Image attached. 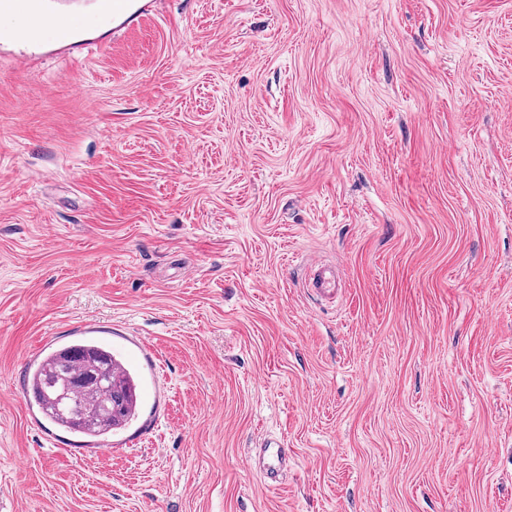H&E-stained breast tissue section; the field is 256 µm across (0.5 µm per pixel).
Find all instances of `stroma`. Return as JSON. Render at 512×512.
<instances>
[{"label": "stroma", "mask_w": 512, "mask_h": 512, "mask_svg": "<svg viewBox=\"0 0 512 512\" xmlns=\"http://www.w3.org/2000/svg\"><path fill=\"white\" fill-rule=\"evenodd\" d=\"M48 5L79 48L0 37V512H512V0ZM85 317L147 398L102 457L26 391ZM311 292L321 299L336 297V266L322 265L314 273L309 282ZM249 465L259 469L271 484L280 485L288 471V448L276 439L264 440L249 458Z\"/></svg>", "instance_id": "35a3bbf8"}]
</instances>
